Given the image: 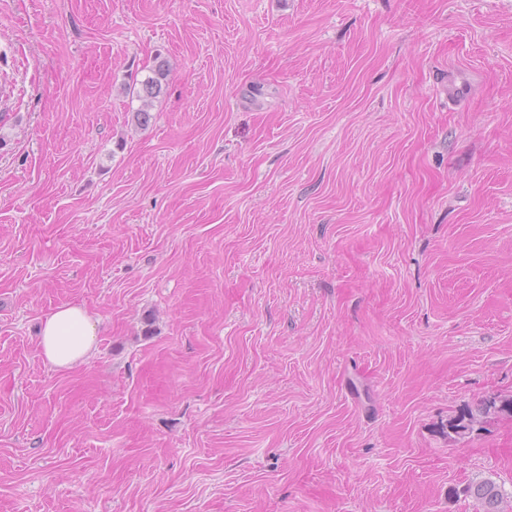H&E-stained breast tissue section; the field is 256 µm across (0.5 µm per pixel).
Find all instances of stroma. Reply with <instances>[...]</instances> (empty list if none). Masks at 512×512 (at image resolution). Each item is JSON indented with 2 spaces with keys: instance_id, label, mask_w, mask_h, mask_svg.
<instances>
[{
  "instance_id": "35a3bbf8",
  "label": "stroma",
  "mask_w": 512,
  "mask_h": 512,
  "mask_svg": "<svg viewBox=\"0 0 512 512\" xmlns=\"http://www.w3.org/2000/svg\"><path fill=\"white\" fill-rule=\"evenodd\" d=\"M510 395L512 0H0V512H478ZM167 77L165 61L156 63L151 73L141 81V88L136 92V97L141 101V106L135 111L137 121L145 122L148 118V108L153 99L158 98L162 92V81ZM96 342L95 323L80 306L60 305L43 322L41 353L57 368H70L83 362ZM500 412H509L512 415V398L493 397L486 399L474 410L470 408L462 409L449 420L448 429L457 435H462L482 424L483 419L489 414H499Z\"/></svg>"
}]
</instances>
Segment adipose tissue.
Listing matches in <instances>:
<instances>
[{"mask_svg":"<svg viewBox=\"0 0 512 512\" xmlns=\"http://www.w3.org/2000/svg\"><path fill=\"white\" fill-rule=\"evenodd\" d=\"M96 342L95 323L82 307L60 305L43 322L41 353L52 366L69 368L83 362Z\"/></svg>","mask_w":512,"mask_h":512,"instance_id":"ef3b65f1","label":"adipose tissue"}]
</instances>
